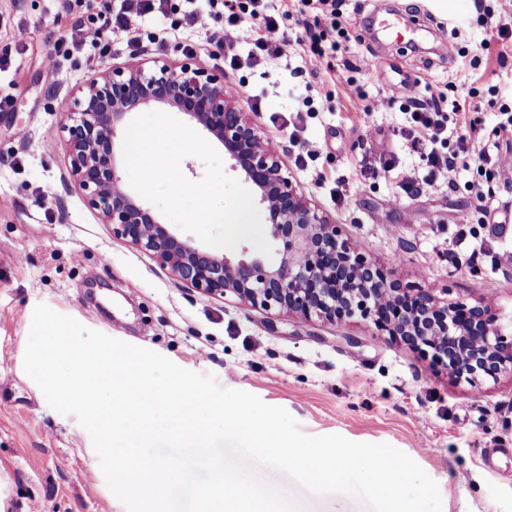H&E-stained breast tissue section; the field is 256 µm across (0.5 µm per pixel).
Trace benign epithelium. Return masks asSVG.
<instances>
[{
    "mask_svg": "<svg viewBox=\"0 0 512 512\" xmlns=\"http://www.w3.org/2000/svg\"><path fill=\"white\" fill-rule=\"evenodd\" d=\"M174 109L224 147L231 168L268 213L275 244L267 257L246 246L216 253L164 224L119 175L118 130L143 107ZM68 173L87 206L112 235L152 255L203 295L234 296L301 321L342 323L355 317L400 339L478 386L512 370V325L498 322L490 300L442 301L370 261L327 214L298 193L285 164L250 115L236 105L224 72L192 56L145 55L94 73L77 89L61 125Z\"/></svg>",
    "mask_w": 512,
    "mask_h": 512,
    "instance_id": "benign-epithelium-1",
    "label": "benign epithelium"
}]
</instances>
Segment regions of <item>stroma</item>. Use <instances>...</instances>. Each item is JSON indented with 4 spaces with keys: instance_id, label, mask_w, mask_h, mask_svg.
<instances>
[{
    "instance_id": "1",
    "label": "stroma",
    "mask_w": 512,
    "mask_h": 512,
    "mask_svg": "<svg viewBox=\"0 0 512 512\" xmlns=\"http://www.w3.org/2000/svg\"><path fill=\"white\" fill-rule=\"evenodd\" d=\"M102 0H0V512H126L100 469L88 432L73 415L53 410L25 373L32 316L45 304L88 328L155 351L178 366L214 375L286 409L305 434H338L354 442L387 443L414 459L436 481L442 512H512V373L480 388L429 367L411 345L379 335L371 322H302L251 307L233 297L210 298L178 282L154 257L117 239L87 207L67 177L65 140L58 128L75 89L98 66L128 61L125 51L87 48L82 67L46 68L43 59L78 17ZM480 24L474 0H342L336 55L310 63L297 51L252 68L226 72L240 107L252 112L284 161L293 184L335 219L343 235L396 278L419 288H445L475 303L492 299L512 322V236L481 229L455 257L457 215L474 210L475 169L455 182L437 177L414 193L402 187L426 162L404 133L400 97L427 92L466 95L470 87L499 88L512 98V69L497 65L501 44L489 29L512 25V0H487ZM412 21L419 44L381 40L372 16ZM24 25L28 34L16 41ZM454 41L460 58L443 51ZM478 59L471 68L470 59ZM384 77L372 79L374 66ZM359 96L342 99L343 86ZM314 99L299 127L290 120L303 96ZM480 148L512 154V133L488 98L478 99ZM369 110L366 121L356 114ZM314 157L296 165L302 148ZM396 161L390 173L370 175L374 150ZM478 257H471V249ZM275 484L302 512H367L343 494L316 496L269 468Z\"/></svg>"
}]
</instances>
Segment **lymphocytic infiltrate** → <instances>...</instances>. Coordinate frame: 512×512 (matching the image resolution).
I'll use <instances>...</instances> for the list:
<instances>
[{"instance_id": "lymphocytic-infiltrate-1", "label": "lymphocytic infiltrate", "mask_w": 512, "mask_h": 512, "mask_svg": "<svg viewBox=\"0 0 512 512\" xmlns=\"http://www.w3.org/2000/svg\"><path fill=\"white\" fill-rule=\"evenodd\" d=\"M304 11L296 23L304 37L290 38L280 33L277 18L265 11V0H113L106 5L107 18L78 22L55 40L47 56L49 68L58 69L73 61L84 46L98 48L107 54L112 50V34L125 37L124 47L136 52L141 44V22L150 13L168 22L170 34L187 28L204 36L220 53L228 55L230 66H239L233 47L249 42L250 63L274 59L287 54L293 46H306L310 58L318 59L336 53L338 43H325L322 20H335L340 0H299ZM400 108L409 116L406 134L413 144L424 146L430 175L456 176L459 170L477 164L478 168L512 165V157L486 151L475 152L470 133L473 122L465 118L466 106L459 100L422 99L414 95L402 99ZM455 138L453 149H446L448 138Z\"/></svg>"}]
</instances>
